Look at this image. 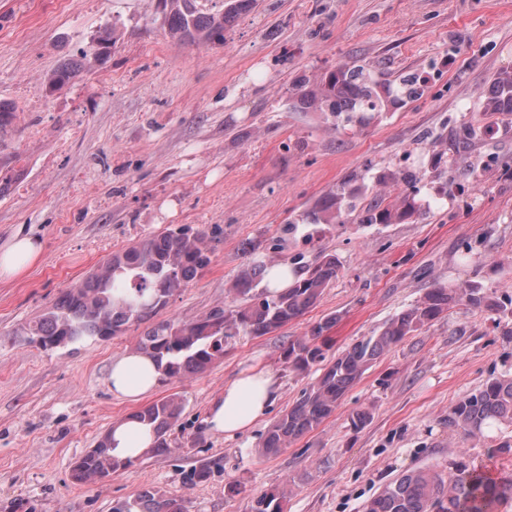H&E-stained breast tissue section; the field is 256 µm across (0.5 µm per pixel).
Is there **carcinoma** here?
<instances>
[{
  "instance_id": "carcinoma-1",
  "label": "carcinoma",
  "mask_w": 512,
  "mask_h": 512,
  "mask_svg": "<svg viewBox=\"0 0 512 512\" xmlns=\"http://www.w3.org/2000/svg\"><path fill=\"white\" fill-rule=\"evenodd\" d=\"M216 11L202 8V0H159L164 25L178 42L211 41L224 37V25L253 7L256 0H221ZM108 39L100 37L80 56L55 70L50 84L61 89L82 67V61L100 62L108 53ZM420 75L408 73L398 83L376 79L356 63H342L310 79L303 77L292 88L290 109L320 112L336 131H361L384 113L423 97ZM483 112H512V74L503 72L489 85ZM475 134L474 127L448 142L439 136L432 143L431 170L435 178L448 177V153H458ZM426 172L403 175L383 173L376 183L397 190L390 201L363 200L370 187L350 177L330 191L301 216L304 224H401L424 215L420 196ZM211 261L200 231L188 227L146 237L113 255L100 269L79 284L65 289L45 312L21 331L24 341L45 349L66 347L88 339L107 341L141 324L147 329L138 349L156 358L162 374L183 378L205 372L215 361L235 348L243 337H262L302 317L336 279L339 260L324 252L312 266L291 270L294 279L276 295L259 287L267 266L244 268L233 291L247 298L234 309H216L190 321L156 317L170 298L185 287ZM460 302L480 308L487 302L476 287L428 290L411 307L401 311L371 335L352 344L342 354L327 358L330 338L325 336L336 317L313 324L300 337L283 345L281 360L291 372L321 370L317 381L268 429L262 452L275 454L288 443L316 428L336 410L346 391L359 381L372 362L402 343L448 307ZM184 411L183 399L171 395L153 402L131 417L150 426L156 437L155 452L169 451L168 431ZM512 427V375L487 380L448 410V429L468 438H481L493 428ZM131 466L112 456L109 436L74 465L71 478L81 485L95 484L112 473ZM285 492H264L251 500L249 512H284ZM512 501V476L494 477L470 465L463 455L448 460V468L416 467L403 472L368 499L364 512H498ZM112 512H185L182 500L150 488L132 499L120 500Z\"/></svg>"
}]
</instances>
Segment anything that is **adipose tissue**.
I'll return each mask as SVG.
<instances>
[{"label": "adipose tissue", "instance_id": "adipose-tissue-1", "mask_svg": "<svg viewBox=\"0 0 512 512\" xmlns=\"http://www.w3.org/2000/svg\"><path fill=\"white\" fill-rule=\"evenodd\" d=\"M40 254L41 244L37 238L14 236L0 246V279L21 276ZM160 378L154 360L133 349L113 360L107 384L113 395L136 402L153 393ZM277 391V381L269 371L252 369L240 373L212 398L205 419L209 431L229 437L246 431L266 415ZM110 437L113 455L123 460L148 455L155 441L149 427L127 417L113 421Z\"/></svg>", "mask_w": 512, "mask_h": 512}]
</instances>
